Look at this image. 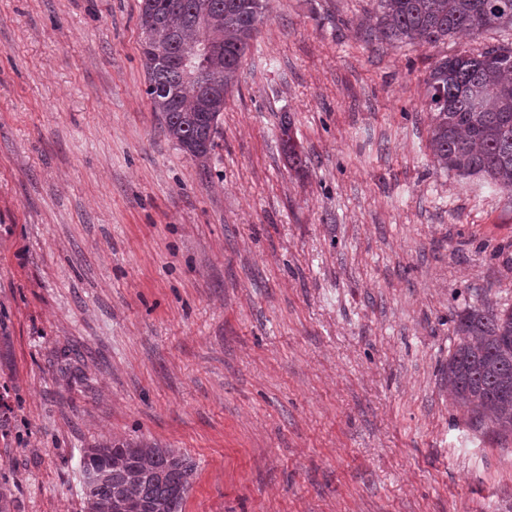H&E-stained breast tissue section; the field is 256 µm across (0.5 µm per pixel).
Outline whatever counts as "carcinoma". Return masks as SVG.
Listing matches in <instances>:
<instances>
[{"label": "carcinoma", "mask_w": 512, "mask_h": 512, "mask_svg": "<svg viewBox=\"0 0 512 512\" xmlns=\"http://www.w3.org/2000/svg\"><path fill=\"white\" fill-rule=\"evenodd\" d=\"M377 33L389 42L435 44L460 32L512 25V0H377ZM263 0H142L141 53L145 93L179 150L208 158L224 100L206 102L181 59L201 41L210 51L201 68L223 94L237 84ZM430 149L436 166L512 194V48L441 59L427 81ZM290 167L306 159L293 136L283 139ZM448 389L475 426L512 433V308L471 309L454 328ZM105 477L83 485L84 512H181L193 467L173 448L115 440L84 455Z\"/></svg>", "instance_id": "obj_1"}]
</instances>
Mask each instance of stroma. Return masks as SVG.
<instances>
[{
  "label": "stroma",
  "mask_w": 512,
  "mask_h": 512,
  "mask_svg": "<svg viewBox=\"0 0 512 512\" xmlns=\"http://www.w3.org/2000/svg\"><path fill=\"white\" fill-rule=\"evenodd\" d=\"M141 0H0V484L82 512L85 448L193 465L182 512H512V434L448 392L512 306V199L437 168L434 63L376 0H264L206 163L145 94ZM290 120L304 171L281 147Z\"/></svg>",
  "instance_id": "35a3bbf8"
}]
</instances>
